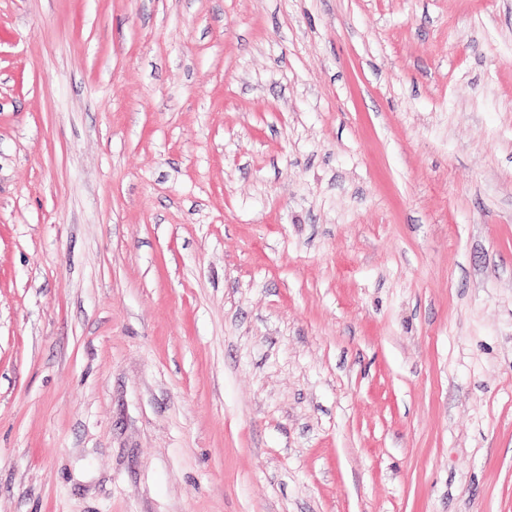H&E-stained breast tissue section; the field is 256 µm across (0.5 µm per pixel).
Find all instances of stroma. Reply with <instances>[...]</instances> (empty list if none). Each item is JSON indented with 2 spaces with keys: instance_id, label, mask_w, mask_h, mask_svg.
<instances>
[{
  "instance_id": "35a3bbf8",
  "label": "stroma",
  "mask_w": 512,
  "mask_h": 512,
  "mask_svg": "<svg viewBox=\"0 0 512 512\" xmlns=\"http://www.w3.org/2000/svg\"><path fill=\"white\" fill-rule=\"evenodd\" d=\"M0 512H512V0H0Z\"/></svg>"
}]
</instances>
